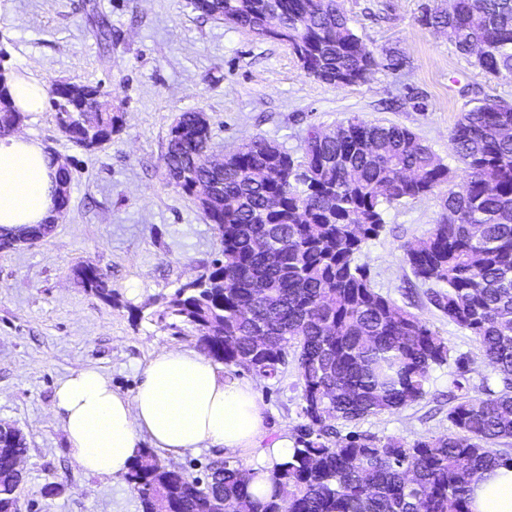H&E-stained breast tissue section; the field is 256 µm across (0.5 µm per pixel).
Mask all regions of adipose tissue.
Returning a JSON list of instances; mask_svg holds the SVG:
<instances>
[{"label": "adipose tissue", "instance_id": "obj_1", "mask_svg": "<svg viewBox=\"0 0 512 512\" xmlns=\"http://www.w3.org/2000/svg\"><path fill=\"white\" fill-rule=\"evenodd\" d=\"M50 172L51 157L36 139H0V227L17 232L47 219L56 191ZM53 410L74 461L91 475L125 476L144 438L173 457L197 448L239 455L257 448L261 454L250 490L264 498L274 492V467L293 453L286 438L261 447L265 418L252 384L220 373L192 348L157 352L130 398L113 391L95 368L71 369L55 388ZM469 509L512 512L511 464L482 474Z\"/></svg>", "mask_w": 512, "mask_h": 512}]
</instances>
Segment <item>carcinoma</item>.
I'll use <instances>...</instances> for the list:
<instances>
[{
  "instance_id": "1",
  "label": "carcinoma",
  "mask_w": 512,
  "mask_h": 512,
  "mask_svg": "<svg viewBox=\"0 0 512 512\" xmlns=\"http://www.w3.org/2000/svg\"><path fill=\"white\" fill-rule=\"evenodd\" d=\"M202 15L258 36L263 0H191ZM288 44L305 73L330 85L366 81L380 65L350 27L339 0H278ZM419 22L439 29L457 51L476 52L487 75L512 69V0H440ZM50 103L60 131L92 150L112 141L118 116L101 86L54 83ZM0 77V138L23 120ZM210 125L184 112L171 127L162 161L175 190L198 205L216 231L222 258L199 278L162 297L159 318L197 333L217 362L271 379L294 355L306 423L293 454L272 473L275 494L249 492L251 470L216 458L205 479L162 464L145 448L125 475L143 512H470L473 478L508 462L492 449L512 440V104L468 107L451 131L465 175L448 167L415 133L356 117L330 136L312 126L297 158L254 137L217 165ZM446 188L443 213L427 237L404 247L428 302L468 332L498 376L483 397L463 394L448 407L449 432L412 442L350 431L355 423L423 400L429 373L452 360L448 341L371 285L358 263L363 245L384 228L383 206ZM20 235L0 229V249L41 238L68 206ZM84 290L110 305L107 275L72 269ZM26 438L0 432V512H18L23 479L17 459Z\"/></svg>"
}]
</instances>
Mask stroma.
<instances>
[{
  "label": "stroma",
  "instance_id": "obj_1",
  "mask_svg": "<svg viewBox=\"0 0 512 512\" xmlns=\"http://www.w3.org/2000/svg\"><path fill=\"white\" fill-rule=\"evenodd\" d=\"M425 0H340L350 25L375 52L391 50L400 69L379 67L363 83L335 86L308 77L288 43L257 36L194 11L190 0H0V69L109 92L121 130L86 151L60 131L51 108L27 116L21 135L42 141L71 171L69 207L52 233L0 250V424L22 431L28 452L18 488L20 512H142L124 478L78 467L52 410L71 369L97 368L114 391L133 396L153 355L197 345L154 314L159 295L203 274L219 239L194 200L168 184L166 139L181 113L203 111L215 156L262 136L300 153L310 126L328 129L356 116L414 132L461 178L450 135L467 103L512 102V78L491 79L444 35L419 21ZM111 40L97 34L99 23ZM442 195L384 208L385 228L360 257L373 287L419 315L464 356V370L433 368L428 394L413 406L359 422L407 441L448 431V392L460 379L470 397L498 387L474 338L429 307L403 246L427 236ZM87 262L106 273L118 301L106 305L75 283ZM261 401L263 445L295 437L305 419L295 365L274 379L231 366ZM58 484L45 493L46 484Z\"/></svg>",
  "mask_w": 512,
  "mask_h": 512
}]
</instances>
